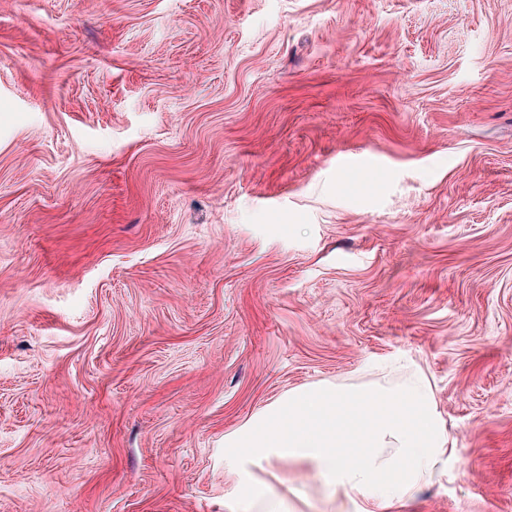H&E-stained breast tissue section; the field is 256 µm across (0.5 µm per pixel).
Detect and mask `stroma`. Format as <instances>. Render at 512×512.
I'll list each match as a JSON object with an SVG mask.
<instances>
[{"mask_svg": "<svg viewBox=\"0 0 512 512\" xmlns=\"http://www.w3.org/2000/svg\"><path fill=\"white\" fill-rule=\"evenodd\" d=\"M408 366L512 512V0H0V512H355L224 435ZM237 496L250 506L259 504L264 512H282L280 503L273 496H268L266 487L257 481L243 484Z\"/></svg>", "mask_w": 512, "mask_h": 512, "instance_id": "1", "label": "stroma"}]
</instances>
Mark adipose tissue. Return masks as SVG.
Returning a JSON list of instances; mask_svg holds the SVG:
<instances>
[{"label": "adipose tissue", "mask_w": 512, "mask_h": 512, "mask_svg": "<svg viewBox=\"0 0 512 512\" xmlns=\"http://www.w3.org/2000/svg\"><path fill=\"white\" fill-rule=\"evenodd\" d=\"M224 467L291 460L332 493H356L359 512H391L457 456L430 382L411 369L394 386L327 381L292 389L224 436Z\"/></svg>", "instance_id": "obj_1"}]
</instances>
